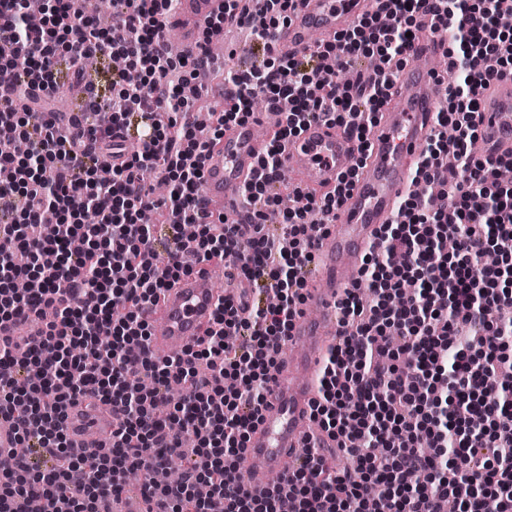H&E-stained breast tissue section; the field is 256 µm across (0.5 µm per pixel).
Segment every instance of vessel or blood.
Wrapping results in <instances>:
<instances>
[{"label":"vessel or blood","instance_id":"vessel-or-blood-1","mask_svg":"<svg viewBox=\"0 0 512 512\" xmlns=\"http://www.w3.org/2000/svg\"><path fill=\"white\" fill-rule=\"evenodd\" d=\"M171 25L181 29L187 47L220 13L224 0H180ZM376 0H300L274 44L282 55L309 52L313 37L332 39L355 20L374 11ZM415 66L399 75L404 88L400 101L380 112L368 134L369 151L351 194L345 199L317 249L308 273L302 312L297 317L271 382L260 424L250 434L241 461L252 490L263 491L272 474L293 466L297 448L311 423L317 396L315 382L322 357L340 331L336 302L358 272L364 253L379 225L392 223L403 196L411 188L412 174L434 121L440 83L435 67L437 50L425 40L408 49ZM280 117L262 113L258 122L225 130L204 170L202 193L206 201L235 211L246 179L250 178L267 142L257 136L256 123L277 127ZM358 151L356 138L346 129L328 124L308 125L285 146L288 165L305 192L332 188ZM512 151V82L490 86L480 100L479 138L475 152L498 157ZM217 292L212 272L202 266L181 276L165 292L159 306L146 309L147 319L161 320L163 330L152 335L151 353H178L192 344L213 321ZM72 450L84 452L112 443V411L92 395L68 407L63 423ZM18 450L17 436L8 418L0 419V461L11 460Z\"/></svg>","mask_w":512,"mask_h":512}]
</instances>
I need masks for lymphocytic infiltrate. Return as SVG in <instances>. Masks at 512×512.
<instances>
[{"label": "lymphocytic infiltrate", "mask_w": 512, "mask_h": 512, "mask_svg": "<svg viewBox=\"0 0 512 512\" xmlns=\"http://www.w3.org/2000/svg\"><path fill=\"white\" fill-rule=\"evenodd\" d=\"M298 0H224L209 31L252 26L272 48ZM378 12L299 58L267 57L224 70V107L210 113L215 136L248 121L253 102H290L255 175L242 187L243 221L214 218L201 185L211 141L198 140L192 105L168 80L210 66L206 44L171 57L166 32L174 0H110L112 23L94 24L92 0H52L28 27L22 0H0V69L25 61L0 90V124L28 142L0 140V240L26 252L18 269L0 255V324L53 309L25 358L0 336V414L14 420L20 452L0 471V512L40 498L44 512H99L120 497L125 474L149 475L191 437V463L175 486H141L145 512H372L374 488L392 512H512V184L472 150L483 90L512 79V30L499 19L512 0H379ZM451 31L455 85L436 110L413 184L392 223L381 225L358 277L337 302L343 332L323 358L307 455L261 492L231 479L257 425L282 345L305 298L319 236L351 189L356 168L319 197L293 200L282 225L265 215L279 202L284 144L312 123L349 127L367 152V130L397 91L411 40ZM121 58L108 103L92 100L85 123L60 133L47 110L60 64L82 80L91 56ZM142 130L126 161H112V130ZM112 172L110 181L98 178ZM167 182L154 197L147 176ZM56 214L46 239L40 218ZM194 237L181 235L183 225ZM172 253L154 263L158 228ZM202 264L230 269L211 327L163 359L146 353L143 312L172 281ZM28 288L17 293L16 279ZM30 377L38 405L17 406L16 379ZM95 395L112 409V445L76 456L62 429L67 407ZM350 464L330 466L322 439ZM210 493L199 498L198 484Z\"/></svg>", "instance_id": "1"}]
</instances>
